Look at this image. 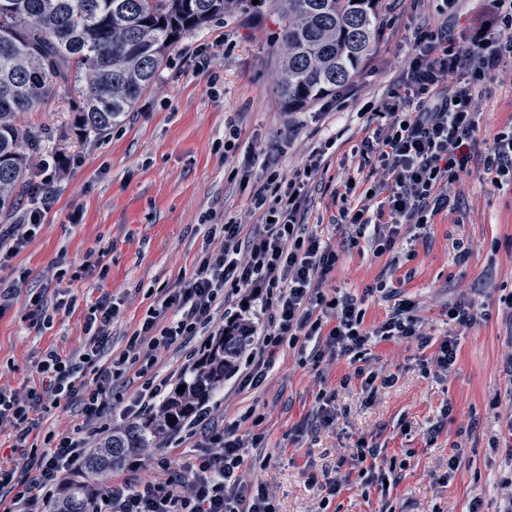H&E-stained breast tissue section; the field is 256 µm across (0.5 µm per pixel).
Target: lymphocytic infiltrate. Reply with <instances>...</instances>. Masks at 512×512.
Masks as SVG:
<instances>
[{
	"mask_svg": "<svg viewBox=\"0 0 512 512\" xmlns=\"http://www.w3.org/2000/svg\"><path fill=\"white\" fill-rule=\"evenodd\" d=\"M491 5L490 22L465 27L458 36L444 28L415 33L402 90L382 109L390 122L369 132L362 142V158L379 165L380 177L372 191L382 201L374 213L365 205L344 208L342 218L358 234L373 230L382 250L393 249L401 225L427 224L435 211L450 207L453 184L469 172L477 143L478 101L505 60H512V0H491ZM323 155V150H313L306 169L267 175L252 196L261 223L249 228L232 220L211 225L209 232L221 236L222 247L204 253L189 279L166 290L161 301L147 309L125 350L106 367L97 362L117 310L102 300L86 321L88 340L79 360L45 351L37 365L38 388L24 399L0 392V424L16 429L13 449L26 454L31 472L30 477L16 479L14 469L0 460V488L11 485L16 490L7 512H46L65 486V473L85 463V440L75 434H48L43 444L29 443L30 434L40 428L38 410L78 399L93 434H100L110 384L133 369L143 379L133 413L153 411L171 394L169 378L153 371L158 351L198 336L221 335L225 327L244 323L248 305L255 302L272 309L273 316L250 352L251 362L238 374L245 387L262 385L280 347L301 341L312 344L314 363L348 357L354 376L367 387L377 375L365 372L361 361L369 346L382 341L413 340L419 347H434L432 359L440 371L454 365L457 336L436 342L423 334L411 302L401 301L391 317L367 328L357 297L347 293L329 298L323 293V280L339 257L298 221L305 187ZM485 169L493 173L495 185L512 183V123L504 125L488 146ZM318 308L328 311L334 327L325 328L328 318L316 317ZM93 366L98 373L91 385L85 371ZM238 427L235 421L215 426L210 407L202 406L185 434L197 453L182 463L179 477L170 475L172 460L160 458L152 477L138 485L115 480L94 491L90 512H277L263 482L241 484L238 471L244 455Z\"/></svg>",
	"mask_w": 512,
	"mask_h": 512,
	"instance_id": "obj_1",
	"label": "lymphocytic infiltrate"
}]
</instances>
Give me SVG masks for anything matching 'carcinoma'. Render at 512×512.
<instances>
[{
	"label": "carcinoma",
	"mask_w": 512,
	"mask_h": 512,
	"mask_svg": "<svg viewBox=\"0 0 512 512\" xmlns=\"http://www.w3.org/2000/svg\"><path fill=\"white\" fill-rule=\"evenodd\" d=\"M277 41L285 46L278 93L295 112L348 83L373 48L379 0H278ZM248 7L244 0H7L0 11V213L32 190L27 152L40 134L22 130L20 112L54 91L85 83L76 107L78 130L101 135L121 124L187 33ZM249 336L244 325L216 336L184 391L161 415L112 433L87 462L102 472L192 420L235 367ZM86 486L75 483L56 512H87Z\"/></svg>",
	"instance_id": "1"
}]
</instances>
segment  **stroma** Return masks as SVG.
<instances>
[{
  "label": "stroma",
  "instance_id": "1",
  "mask_svg": "<svg viewBox=\"0 0 512 512\" xmlns=\"http://www.w3.org/2000/svg\"><path fill=\"white\" fill-rule=\"evenodd\" d=\"M489 5L458 0L450 15L443 0H379L375 47L353 81L339 96L296 112L281 107L275 42L282 20L276 0H264L260 14L238 9L187 34L153 87L104 135L82 137L75 129L79 85L20 113V127L42 136L31 172L43 178V163L52 160L57 177L31 243L0 267V279L17 286L0 314V391L27 397L46 349L78 357L86 318L103 299L117 314L101 360L121 353L147 308L190 277L204 252L220 248L209 223H258L251 196L267 172L301 169L323 147L325 163L306 186L299 215L339 255L323 292L361 299L368 328L399 300H411L424 333L457 335L458 357L443 373L431 349L382 342L370 348L365 367L396 380L371 395L347 358L316 366L297 346L281 347L260 388L225 378L209 405L216 423L240 424L237 435L247 445L241 479L262 480L277 512H468L475 497L486 512H504L512 496V432L505 425L512 417V184L493 186L483 160L486 142L512 122V66L504 65L479 102L471 172L453 185L454 209L421 228L402 225L394 248L382 252L341 223L344 202L335 194L351 177L355 199H365L378 177L359 149L367 123L386 120L368 111L399 89L416 30L458 33L485 19ZM232 128L238 138L227 150ZM381 282L387 293L377 292ZM34 295L39 304L31 303ZM460 302L480 314L462 330L448 318ZM141 384L132 371L115 383L111 429L130 424L127 408ZM322 389L334 395L329 426L316 414ZM256 433L264 439L254 448ZM364 440L395 462L389 490L363 485L353 472L348 458ZM458 453L465 462L449 472ZM336 478L342 490L326 498L322 485Z\"/></svg>",
  "mask_w": 512,
  "mask_h": 512
}]
</instances>
